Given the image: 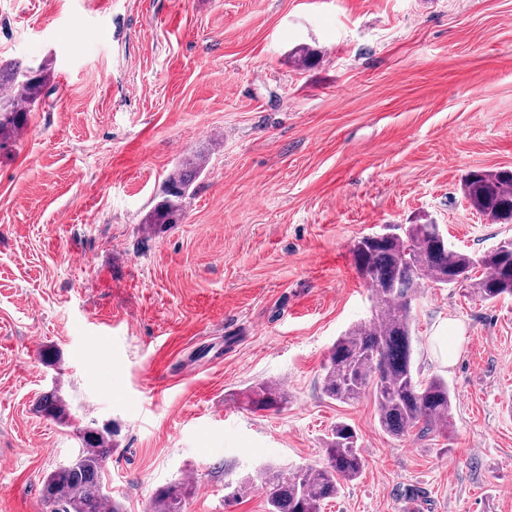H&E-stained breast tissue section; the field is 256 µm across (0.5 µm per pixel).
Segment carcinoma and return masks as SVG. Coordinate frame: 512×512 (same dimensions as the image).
I'll use <instances>...</instances> for the list:
<instances>
[{
  "mask_svg": "<svg viewBox=\"0 0 512 512\" xmlns=\"http://www.w3.org/2000/svg\"><path fill=\"white\" fill-rule=\"evenodd\" d=\"M43 67L17 59L0 60V149L19 134L30 108L44 95ZM207 164L197 152L173 169L163 199L146 224H175L184 200ZM463 193L471 206L496 223L512 222V171L469 174ZM361 277L376 299L375 315L350 327L331 346L323 366L322 389L331 399L348 403L371 392L379 427L401 439L410 434L448 435L452 395L439 377L420 381L413 360L412 300L423 282L447 287L468 286L484 301L512 297V248L498 243L477 259L454 249L436 224H407L380 239L363 238L354 247ZM283 402L281 390L261 383L249 403L268 409ZM42 411L60 424L70 418L66 400L52 390L41 398ZM113 431L86 430L70 462L44 479L41 497L49 512H120L106 492L104 467L112 455ZM323 466L295 469L264 468L257 472L267 512H321L325 501L339 493L341 482L360 477L365 459L356 430L338 422L325 441ZM192 487L174 483L157 491L153 512H187Z\"/></svg>",
  "mask_w": 512,
  "mask_h": 512,
  "instance_id": "carcinoma-1",
  "label": "carcinoma"
}]
</instances>
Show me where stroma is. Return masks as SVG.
Segmentation results:
<instances>
[{
  "label": "stroma",
  "instance_id": "1",
  "mask_svg": "<svg viewBox=\"0 0 512 512\" xmlns=\"http://www.w3.org/2000/svg\"><path fill=\"white\" fill-rule=\"evenodd\" d=\"M0 58L49 74L0 151V512H46L44 476L106 425L123 512L180 481L189 512H266L257 470L322 464L339 421L366 467L322 512H512V298L415 295L447 436L391 437L371 396L322 392L330 347L371 317L361 237L436 224L473 257L512 238L461 190L512 170V0H0ZM199 151L182 219L149 230ZM264 381L284 403L249 410ZM53 388L68 425L37 409ZM207 164V154L196 152L184 158L173 169L165 181L163 199L156 204L145 223L150 230L156 224H176L183 213L184 200L189 196L194 181L202 174ZM434 356L444 364H451L458 356L463 338V326L454 319L443 322L433 336Z\"/></svg>",
  "mask_w": 512,
  "mask_h": 512
}]
</instances>
